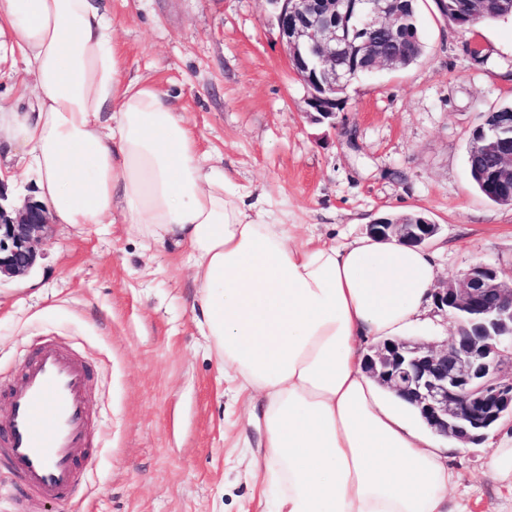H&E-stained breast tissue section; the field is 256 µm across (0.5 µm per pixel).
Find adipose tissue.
<instances>
[{
    "label": "adipose tissue",
    "mask_w": 512,
    "mask_h": 512,
    "mask_svg": "<svg viewBox=\"0 0 512 512\" xmlns=\"http://www.w3.org/2000/svg\"><path fill=\"white\" fill-rule=\"evenodd\" d=\"M36 105L0 104L55 223L121 213L149 244L185 247L219 370L263 428L270 512H470L448 497L462 447L369 377L365 350L429 321L434 255L397 239L297 241L290 225L211 166L195 130L150 82L122 78L93 0H0V48Z\"/></svg>",
    "instance_id": "ef3b65f1"
}]
</instances>
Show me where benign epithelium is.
Wrapping results in <instances>:
<instances>
[{"label": "benign epithelium", "instance_id": "obj_1", "mask_svg": "<svg viewBox=\"0 0 512 512\" xmlns=\"http://www.w3.org/2000/svg\"><path fill=\"white\" fill-rule=\"evenodd\" d=\"M291 69L306 90L307 113L336 127V90L353 83L355 72L370 74L401 66L377 34L402 32L399 0H268ZM499 18L489 0H476L465 28ZM512 131L511 112H489L470 139L469 152L495 158L491 179L501 204L512 206V148L502 130ZM0 189V276L27 274L37 263L51 224L48 209L30 197L7 203ZM439 230L425 217H378L367 225L377 239L424 245ZM433 304L456 330L436 345L406 339L384 341L365 357L366 373L411 400L437 432L461 443H477L484 431L512 414V279L478 263L455 282L433 290Z\"/></svg>", "mask_w": 512, "mask_h": 512}]
</instances>
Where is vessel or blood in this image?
<instances>
[{"instance_id":"obj_1","label":"vessel or blood","mask_w":512,"mask_h":512,"mask_svg":"<svg viewBox=\"0 0 512 512\" xmlns=\"http://www.w3.org/2000/svg\"><path fill=\"white\" fill-rule=\"evenodd\" d=\"M93 371L62 345L42 342L10 393L0 428V468L34 496L65 500L89 445L87 389Z\"/></svg>"}]
</instances>
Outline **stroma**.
Instances as JSON below:
<instances>
[{
  "label": "stroma",
  "instance_id": "1",
  "mask_svg": "<svg viewBox=\"0 0 512 512\" xmlns=\"http://www.w3.org/2000/svg\"><path fill=\"white\" fill-rule=\"evenodd\" d=\"M96 4L124 77L164 91L235 183L287 203L300 239L418 212L440 226L442 279L480 262L512 273V207L480 196L466 167L472 130L512 103V18L463 31L418 0L422 58L354 82L335 130L307 116L268 0ZM40 251L28 274L0 278V390L20 383L37 339L63 341L94 370L95 446L67 501L0 472V512H265L250 468L261 436L201 333L186 253L146 244L118 214L50 225ZM491 464L485 444L466 449L450 495L512 512Z\"/></svg>",
  "mask_w": 512,
  "mask_h": 512
}]
</instances>
